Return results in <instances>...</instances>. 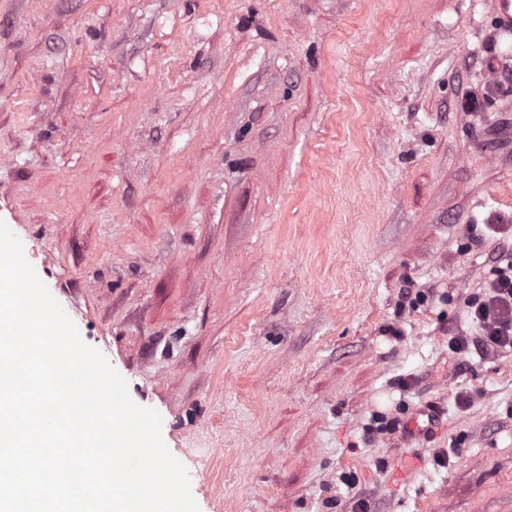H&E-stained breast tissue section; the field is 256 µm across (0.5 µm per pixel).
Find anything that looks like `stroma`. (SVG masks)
<instances>
[{
    "label": "stroma",
    "instance_id": "35a3bbf8",
    "mask_svg": "<svg viewBox=\"0 0 512 512\" xmlns=\"http://www.w3.org/2000/svg\"><path fill=\"white\" fill-rule=\"evenodd\" d=\"M504 29L491 0H0V221L200 512H512V355L448 349L512 248Z\"/></svg>",
    "mask_w": 512,
    "mask_h": 512
}]
</instances>
